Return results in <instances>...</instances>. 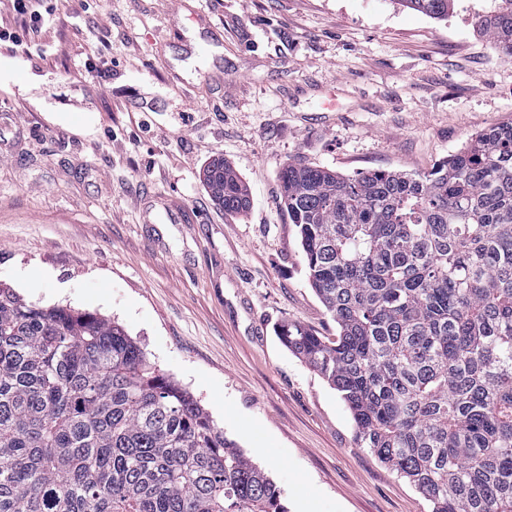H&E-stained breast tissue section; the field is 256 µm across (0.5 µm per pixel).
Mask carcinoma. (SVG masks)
Segmentation results:
<instances>
[{"instance_id":"carcinoma-1","label":"carcinoma","mask_w":512,"mask_h":512,"mask_svg":"<svg viewBox=\"0 0 512 512\" xmlns=\"http://www.w3.org/2000/svg\"><path fill=\"white\" fill-rule=\"evenodd\" d=\"M438 20L456 0H400ZM476 24L512 58V0ZM250 206L224 160L205 170ZM296 225L332 339L288 321V351L341 395L358 447L431 512H512V119L430 171L289 164ZM0 512H288L283 493L115 322L0 285Z\"/></svg>"}]
</instances>
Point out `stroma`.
<instances>
[{
  "label": "stroma",
  "mask_w": 512,
  "mask_h": 512,
  "mask_svg": "<svg viewBox=\"0 0 512 512\" xmlns=\"http://www.w3.org/2000/svg\"><path fill=\"white\" fill-rule=\"evenodd\" d=\"M0 48V284L100 314L281 487L288 512H430L358 447L277 325L334 337L280 204L290 163L420 174L512 119V59L399 0H90ZM105 56L109 77L82 62ZM249 187L226 215L202 169ZM200 216L166 223L164 203Z\"/></svg>",
  "instance_id": "35a3bbf8"
}]
</instances>
